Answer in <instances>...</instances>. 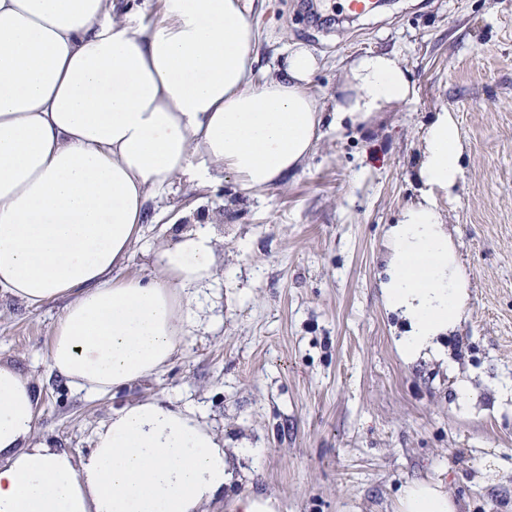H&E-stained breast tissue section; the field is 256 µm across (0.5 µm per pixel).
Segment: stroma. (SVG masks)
I'll list each match as a JSON object with an SVG mask.
<instances>
[{"mask_svg": "<svg viewBox=\"0 0 512 512\" xmlns=\"http://www.w3.org/2000/svg\"><path fill=\"white\" fill-rule=\"evenodd\" d=\"M263 78L286 45L323 60L314 94L333 104L344 64L393 51L415 100L343 134L327 131L306 165L270 188L222 174L152 199L121 275L153 276L175 216H211L224 239L212 330L185 336L160 373L87 397L53 373L63 301L29 307L0 295V363L39 387L35 435L75 456L113 408L159 398L199 408L234 456L235 497L275 498L277 512H399L404 488L440 486L460 512H512V0H387L339 28L311 26L300 0H252ZM456 119L464 177L439 195L467 290L460 322L417 358L408 323L387 307L388 228L419 195L421 138L436 112ZM470 384L459 397L456 384Z\"/></svg>", "mask_w": 512, "mask_h": 512, "instance_id": "35a3bbf8", "label": "stroma"}]
</instances>
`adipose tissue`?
Returning <instances> with one entry per match:
<instances>
[{"label": "adipose tissue", "mask_w": 512, "mask_h": 512, "mask_svg": "<svg viewBox=\"0 0 512 512\" xmlns=\"http://www.w3.org/2000/svg\"><path fill=\"white\" fill-rule=\"evenodd\" d=\"M248 0H0V294L64 300L50 368L88 395L161 371L203 328L207 289L224 275L212 225L179 230L153 278L118 276L142 238L146 204L178 182L230 173L264 189L295 173L325 129L344 133L409 102L398 53L346 67L325 108L311 90L321 59L289 45L256 80ZM420 197L389 231L388 304L413 357L463 314L466 293L438 193L463 177L460 130L436 113L421 144ZM31 378L0 364V512H208L234 475L224 439L196 408L143 399L113 409L82 459L37 440ZM401 512H457L439 487L410 484Z\"/></svg>", "instance_id": "obj_1"}]
</instances>
